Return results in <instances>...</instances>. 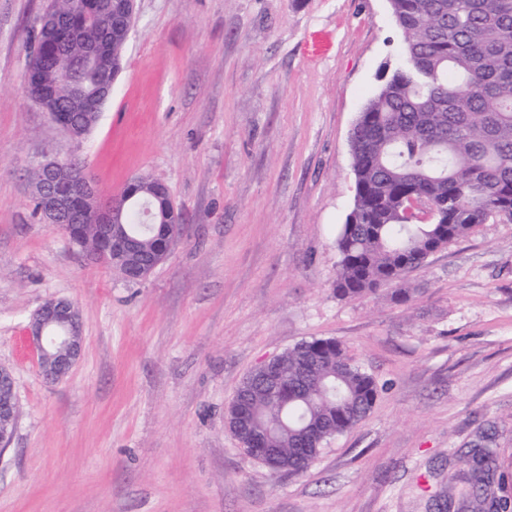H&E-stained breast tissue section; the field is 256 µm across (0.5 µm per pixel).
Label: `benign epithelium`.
<instances>
[{"instance_id":"benign-epithelium-1","label":"benign epithelium","mask_w":512,"mask_h":512,"mask_svg":"<svg viewBox=\"0 0 512 512\" xmlns=\"http://www.w3.org/2000/svg\"><path fill=\"white\" fill-rule=\"evenodd\" d=\"M100 11L110 13L112 5L103 4ZM115 25L121 29L124 37H129L133 21L126 17L125 10L118 9ZM101 52V46L92 43L74 55L75 62L81 66L94 68ZM115 77L101 80L99 91L93 98L80 92L71 94V112H55L52 98L41 91L44 99L41 107L48 119L62 128L69 137L79 143L89 133V126L80 115L87 112H101L107 100L112 96ZM144 178L130 182L125 189L122 203L103 195L97 183L89 174L87 167L74 159H49L38 166L35 177V198L39 203V214L48 224H56L62 229L76 228L78 235L72 237L76 245H82L86 224L97 229L99 243L112 246V254L126 279L141 281L152 270L136 262L124 247L127 232L122 222L124 204L135 200L139 195V186ZM156 199L160 209V223L169 227L168 236L159 253L165 258L171 248L172 239L182 231L183 215L175 208L168 187L161 181H155ZM30 334L39 355V368L42 378L55 382L65 377L81 355L82 322L78 310L72 302L65 299L50 300L44 303L33 315ZM0 451L9 445L17 421V401L15 380L10 369L0 366Z\"/></svg>"}]
</instances>
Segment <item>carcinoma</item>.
Returning a JSON list of instances; mask_svg holds the SVG:
<instances>
[{
    "label": "carcinoma",
    "instance_id": "1",
    "mask_svg": "<svg viewBox=\"0 0 512 512\" xmlns=\"http://www.w3.org/2000/svg\"><path fill=\"white\" fill-rule=\"evenodd\" d=\"M98 0L72 18L67 51L46 49L39 29L29 55L42 85L65 103L57 71L72 51L112 41L101 67L121 64L126 42L97 17ZM404 40L402 63L380 75L351 142L354 200L336 235L334 288L340 298L375 294L423 266L435 252L476 226L512 223V0H389ZM423 197L441 209L427 221L409 209ZM123 219L145 263L158 240L130 205ZM377 385L332 338L295 344L273 366L243 380L225 416L238 434L273 449L271 470L304 474L335 437L370 413ZM492 435L469 442L467 483L477 512H512L491 486Z\"/></svg>",
    "mask_w": 512,
    "mask_h": 512
}]
</instances>
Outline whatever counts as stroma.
Wrapping results in <instances>:
<instances>
[{
	"instance_id": "stroma-1",
	"label": "stroma",
	"mask_w": 512,
	"mask_h": 512,
	"mask_svg": "<svg viewBox=\"0 0 512 512\" xmlns=\"http://www.w3.org/2000/svg\"><path fill=\"white\" fill-rule=\"evenodd\" d=\"M49 0H0V365L18 421L0 512H470L467 447L495 432L512 488V223L477 226L392 287L338 298L350 133L396 65L389 0H137L112 96L74 143L24 91ZM316 32L332 47L309 58ZM84 158L105 196L164 182L185 233L144 280L85 259L33 212L32 173ZM80 310L82 355L49 384L23 339ZM332 337L376 380L367 417L288 476L224 414L246 374Z\"/></svg>"
}]
</instances>
